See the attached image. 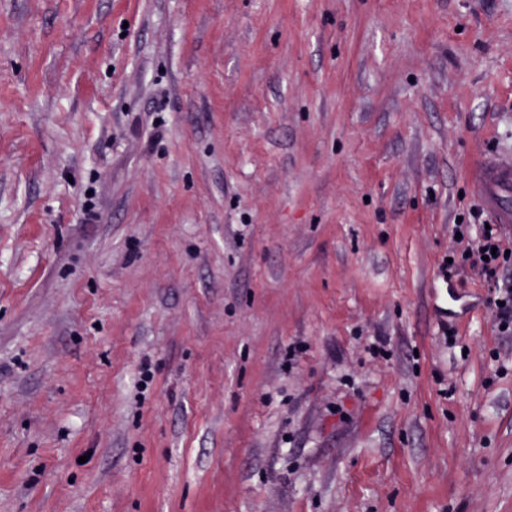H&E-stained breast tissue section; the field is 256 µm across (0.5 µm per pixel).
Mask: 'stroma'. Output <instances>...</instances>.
<instances>
[{"instance_id":"1","label":"stroma","mask_w":512,"mask_h":512,"mask_svg":"<svg viewBox=\"0 0 512 512\" xmlns=\"http://www.w3.org/2000/svg\"><path fill=\"white\" fill-rule=\"evenodd\" d=\"M495 154L512 0H0V512H512ZM474 184L484 206L493 214L496 224H481L473 232L472 224H455L454 236L461 245L463 261L471 260L470 267L480 266L491 281L490 300L495 309V325L499 336L512 339V284L500 282L496 275L501 268L511 265L512 249L505 246L498 229L499 224H512V159L492 157L486 159L474 173ZM456 232L461 238H456ZM492 247H497L492 256ZM509 250V256H506ZM482 256H488L483 260ZM499 302H504L503 306Z\"/></svg>"}]
</instances>
